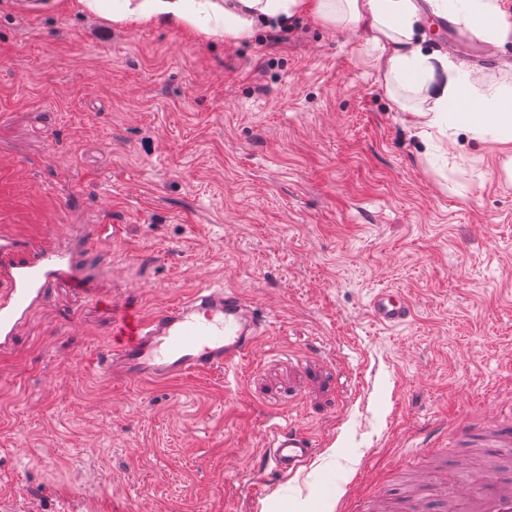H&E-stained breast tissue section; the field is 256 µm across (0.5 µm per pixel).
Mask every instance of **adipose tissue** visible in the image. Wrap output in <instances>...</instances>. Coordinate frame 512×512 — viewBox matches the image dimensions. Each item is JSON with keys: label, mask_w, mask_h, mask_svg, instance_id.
<instances>
[{"label": "adipose tissue", "mask_w": 512, "mask_h": 512, "mask_svg": "<svg viewBox=\"0 0 512 512\" xmlns=\"http://www.w3.org/2000/svg\"><path fill=\"white\" fill-rule=\"evenodd\" d=\"M450 18L482 37L502 44L512 40L502 0H427ZM80 9L108 13L113 22L137 29L167 23L189 27L206 39L239 41L257 24H287L313 16L332 24L363 26L377 53L374 67L387 82L422 93L411 107L412 125L426 137L453 129L495 144L500 169L512 180V86L486 83L479 74L460 69L447 55L427 51L417 24L416 0H77Z\"/></svg>", "instance_id": "1"}]
</instances>
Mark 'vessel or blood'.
<instances>
[{"label":"vessel or blood","mask_w":512,"mask_h":512,"mask_svg":"<svg viewBox=\"0 0 512 512\" xmlns=\"http://www.w3.org/2000/svg\"><path fill=\"white\" fill-rule=\"evenodd\" d=\"M72 254L55 245L23 244L0 233V347L11 340L18 324L44 297L46 288L63 286L86 296H97L95 284L75 275ZM371 318L386 327L406 324L413 316L410 299L393 289L370 299ZM269 326L268 317L235 289L198 288L189 297L150 317L121 310L112 332V345L98 367L107 375L133 384L231 371L248 361ZM458 444L471 448H511L512 418L489 421L480 435L461 432ZM268 463L278 472L296 473L308 466L320 443L293 426L277 425L268 433ZM420 494L390 503L386 512H512V479L485 477L481 490L458 474H417Z\"/></svg>","instance_id":"vessel-or-blood-1"}]
</instances>
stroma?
Instances as JSON below:
<instances>
[{
	"instance_id": "obj_1",
	"label": "stroma",
	"mask_w": 512,
	"mask_h": 512,
	"mask_svg": "<svg viewBox=\"0 0 512 512\" xmlns=\"http://www.w3.org/2000/svg\"><path fill=\"white\" fill-rule=\"evenodd\" d=\"M0 0V231L78 250L0 350V512H336L395 496L512 411V182L492 143L423 141L354 24L206 40L73 0ZM105 236H98V227ZM213 283L274 318L246 368L98 374L116 312ZM391 288L411 321L375 323ZM292 422L321 453L266 464ZM368 310L371 318L386 327L406 324L413 316L410 299L393 289H382L370 299Z\"/></svg>"
}]
</instances>
